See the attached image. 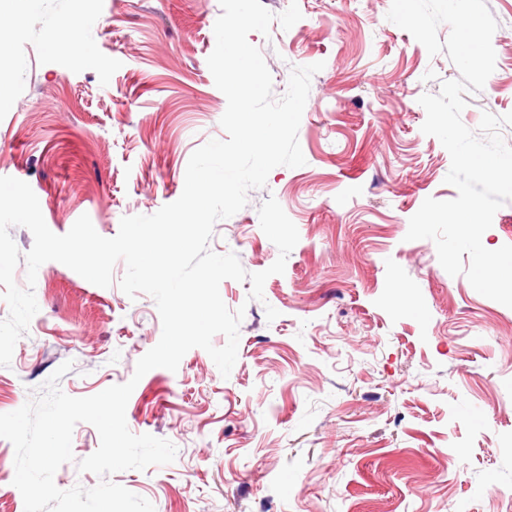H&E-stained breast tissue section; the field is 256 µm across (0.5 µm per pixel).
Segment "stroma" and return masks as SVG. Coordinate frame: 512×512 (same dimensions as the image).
<instances>
[{"instance_id": "35a3bbf8", "label": "stroma", "mask_w": 512, "mask_h": 512, "mask_svg": "<svg viewBox=\"0 0 512 512\" xmlns=\"http://www.w3.org/2000/svg\"><path fill=\"white\" fill-rule=\"evenodd\" d=\"M290 29L251 32L285 94L293 67L322 63L298 129L306 163L274 168L247 205L216 223L210 249L250 273L277 247L258 208L276 198L299 232L264 298L224 280L244 309L237 361L222 377L188 351L135 387L126 422L171 441L174 463L112 482L156 512H512V308L450 276L429 240H406L426 198H456L451 158L422 132L421 95L460 77L386 18L391 0H294ZM498 22L496 68L465 94L462 122L512 112V0H486ZM74 0H35L23 20L0 10L11 102L0 108V176L26 181L55 234L81 215L114 237L123 217L151 215L182 194L188 160L226 139L227 107L207 65L219 0H89L82 44L50 39ZM96 286L49 261L38 313L0 367V414L19 409L64 362L72 397L127 382L162 333L154 299ZM279 312L267 321L266 306ZM99 446L77 424L60 489L96 486L77 463Z\"/></svg>"}]
</instances>
